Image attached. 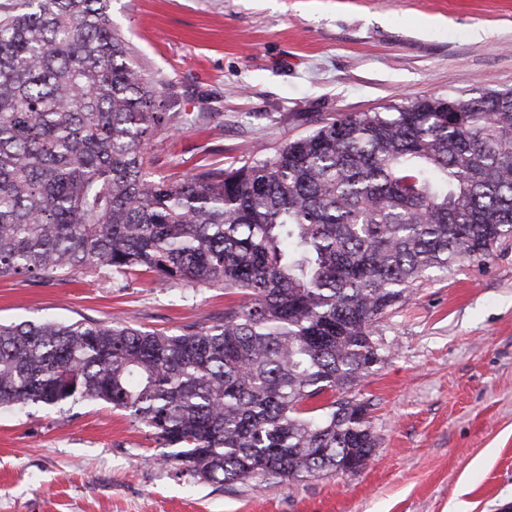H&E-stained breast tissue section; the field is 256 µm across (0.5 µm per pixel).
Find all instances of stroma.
Masks as SVG:
<instances>
[{"instance_id":"stroma-1","label":"stroma","mask_w":512,"mask_h":512,"mask_svg":"<svg viewBox=\"0 0 512 512\" xmlns=\"http://www.w3.org/2000/svg\"><path fill=\"white\" fill-rule=\"evenodd\" d=\"M146 72L179 93L150 153L176 176L238 167L338 114L512 89V0H112ZM223 289L155 274L0 277V322L213 323ZM365 377L378 439L356 474L217 489L162 464L111 406L0 411V512H506L512 508V240L386 312Z\"/></svg>"}]
</instances>
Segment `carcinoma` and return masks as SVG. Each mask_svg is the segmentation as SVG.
Masks as SVG:
<instances>
[{
	"instance_id": "cac0c4a2",
	"label": "carcinoma",
	"mask_w": 512,
	"mask_h": 512,
	"mask_svg": "<svg viewBox=\"0 0 512 512\" xmlns=\"http://www.w3.org/2000/svg\"><path fill=\"white\" fill-rule=\"evenodd\" d=\"M167 99L112 0H0V276L145 271L240 296L172 333L0 324V411L108 404L224 488L364 467L379 320L512 238V91L341 115L184 179L148 156Z\"/></svg>"
}]
</instances>
